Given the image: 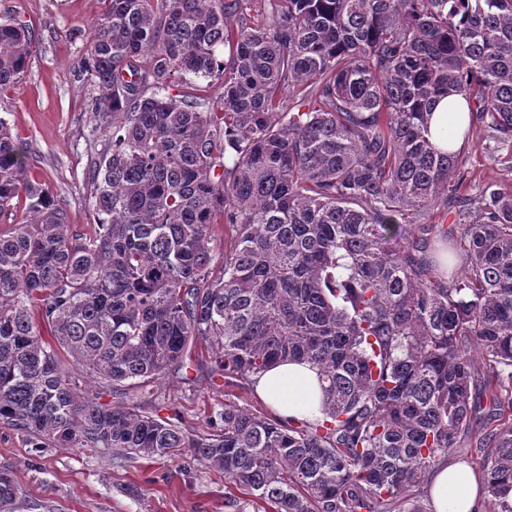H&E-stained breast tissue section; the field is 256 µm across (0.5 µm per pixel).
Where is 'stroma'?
Returning <instances> with one entry per match:
<instances>
[{
  "mask_svg": "<svg viewBox=\"0 0 512 512\" xmlns=\"http://www.w3.org/2000/svg\"><path fill=\"white\" fill-rule=\"evenodd\" d=\"M101 0H0V21L33 29L37 48L25 76L0 90V119L29 150L31 175L65 203L74 231L92 232L87 205L94 190L87 170L112 147V133L93 128L89 111L99 90L82 67ZM482 126H474L461 159L464 193L494 182L512 190ZM192 360L149 385L139 401L194 434L209 431L213 411L227 402L261 416L271 409L255 391L228 384L214 370L207 341L192 345ZM13 470L32 503L30 512H269L268 504L224 481L216 468L188 456L137 458L122 466L103 448L49 447L36 451L0 425V468ZM234 497L236 507L224 505Z\"/></svg>",
  "mask_w": 512,
  "mask_h": 512,
  "instance_id": "35a3bbf8",
  "label": "stroma"
}]
</instances>
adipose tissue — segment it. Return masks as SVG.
I'll use <instances>...</instances> for the list:
<instances>
[{"instance_id": "obj_1", "label": "adipose tissue", "mask_w": 512, "mask_h": 512, "mask_svg": "<svg viewBox=\"0 0 512 512\" xmlns=\"http://www.w3.org/2000/svg\"><path fill=\"white\" fill-rule=\"evenodd\" d=\"M255 392L282 419L312 420L319 414V373L310 364L285 362L258 378ZM428 493L433 512H479L485 491L477 471L457 460L432 476Z\"/></svg>"}]
</instances>
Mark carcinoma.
<instances>
[{"label": "carcinoma", "instance_id": "obj_1", "mask_svg": "<svg viewBox=\"0 0 512 512\" xmlns=\"http://www.w3.org/2000/svg\"><path fill=\"white\" fill-rule=\"evenodd\" d=\"M104 2L83 60L112 124L93 232L0 119V214L31 216L0 232V425L118 463L185 452L274 512H426L415 489L470 437L484 512H512V192L461 193L460 153L425 136L457 96L512 159V0H267L237 28L251 0ZM35 47L0 22V88ZM209 79L212 104L169 93ZM197 338L241 389L312 365L320 415L226 403L193 435L129 400ZM27 506L0 468V512Z\"/></svg>", "mask_w": 512, "mask_h": 512}]
</instances>
